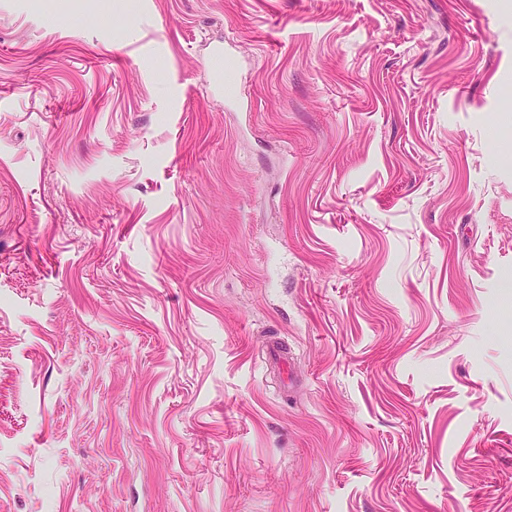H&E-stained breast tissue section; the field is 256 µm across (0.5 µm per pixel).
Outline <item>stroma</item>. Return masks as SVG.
I'll list each match as a JSON object with an SVG mask.
<instances>
[{
  "label": "stroma",
  "mask_w": 512,
  "mask_h": 512,
  "mask_svg": "<svg viewBox=\"0 0 512 512\" xmlns=\"http://www.w3.org/2000/svg\"><path fill=\"white\" fill-rule=\"evenodd\" d=\"M0 512H512V0H0Z\"/></svg>",
  "instance_id": "obj_1"
}]
</instances>
